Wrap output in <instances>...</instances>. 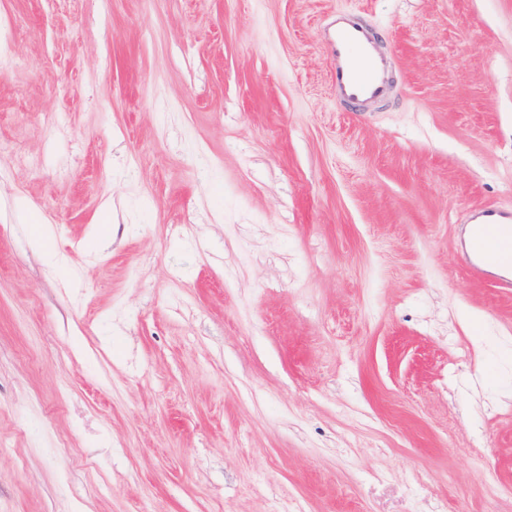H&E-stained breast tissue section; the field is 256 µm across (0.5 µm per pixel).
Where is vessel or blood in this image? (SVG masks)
I'll return each instance as SVG.
<instances>
[{
    "label": "vessel or blood",
    "mask_w": 512,
    "mask_h": 512,
    "mask_svg": "<svg viewBox=\"0 0 512 512\" xmlns=\"http://www.w3.org/2000/svg\"><path fill=\"white\" fill-rule=\"evenodd\" d=\"M325 40L330 85L339 100L358 110L388 93L394 60L379 50L362 20L337 14ZM460 247L470 276L495 277L499 287L512 291V213L477 209L462 227Z\"/></svg>",
    "instance_id": "b4317fda"
}]
</instances>
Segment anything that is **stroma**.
Segmentation results:
<instances>
[{"instance_id": "35a3bbf8", "label": "stroma", "mask_w": 512, "mask_h": 512, "mask_svg": "<svg viewBox=\"0 0 512 512\" xmlns=\"http://www.w3.org/2000/svg\"><path fill=\"white\" fill-rule=\"evenodd\" d=\"M339 11L398 60L364 112ZM0 56V512H512L458 242L512 210V0H0Z\"/></svg>"}]
</instances>
